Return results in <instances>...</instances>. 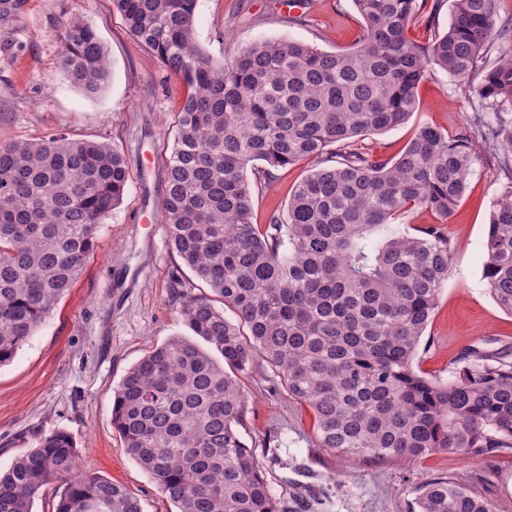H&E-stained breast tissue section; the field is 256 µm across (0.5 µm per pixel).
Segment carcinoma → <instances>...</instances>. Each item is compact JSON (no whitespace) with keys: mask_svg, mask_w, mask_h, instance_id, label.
<instances>
[{"mask_svg":"<svg viewBox=\"0 0 512 512\" xmlns=\"http://www.w3.org/2000/svg\"><path fill=\"white\" fill-rule=\"evenodd\" d=\"M363 34L349 51L294 40L241 47L222 65L193 43L196 0H112L129 33L184 85L164 160L169 245L211 291L183 307L203 344L174 336L131 367L114 392L112 426L178 512H297L273 495L239 427V375L263 359L314 413L318 447L368 460L436 451H512V352L468 348L448 380L414 368L448 279L453 246L437 226L397 223L425 206L446 219L472 168V135L422 128L396 157L365 143L404 124L439 68L480 98L512 106V39L498 0H453L448 30L408 35L439 0H352ZM61 70L89 92L109 78L106 51L80 18L66 22ZM477 135L502 152L508 182L482 242L483 277L512 315V121ZM312 160L287 212L252 222L271 170ZM261 162L254 180L246 166ZM119 151L60 133L0 144V367L9 364L95 250L124 195ZM230 310L235 320L225 316ZM74 438L55 431L0 473V512H32L59 482L53 512H142L111 480L82 471ZM418 512H494L448 477L424 485Z\"/></svg>","mask_w":512,"mask_h":512,"instance_id":"1","label":"carcinoma"}]
</instances>
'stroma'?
I'll list each match as a JSON object with an SVG mask.
<instances>
[{
	"label": "stroma",
	"instance_id": "stroma-1",
	"mask_svg": "<svg viewBox=\"0 0 512 512\" xmlns=\"http://www.w3.org/2000/svg\"><path fill=\"white\" fill-rule=\"evenodd\" d=\"M80 18L107 50L110 78L90 93L60 69L62 28ZM362 19L352 0H197L195 44L215 62L245 45L291 39L324 51L355 47ZM184 96L168 73L126 29L112 0H11L0 7V144L38 141L65 133L125 154L130 178L120 205L100 228L98 246L74 288L17 352L0 367V471L41 436L70 433L84 469L123 485L143 512H176L153 477L127 453L112 426L113 392L126 371L169 337L189 335L185 298L210 290L180 267L168 246L161 209L165 150L174 137ZM419 106L405 124L370 136L374 151L400 153L425 126L448 136L472 127L477 113L493 116L478 94L439 69L418 89ZM468 188L448 218L425 207L403 217L409 227L436 225L453 244L452 259L433 318L420 340L415 368L444 381L470 346L512 344V315L491 297L480 245L493 201L505 186L495 153L481 139L471 145ZM313 164L274 170L253 197V221L285 212L295 185ZM185 288L175 294L173 279ZM247 396L241 434L273 492L307 512H416L420 488L450 477L512 512V452L465 456L439 451L415 461L350 459L318 447L313 413L281 386L275 371L255 360L241 376Z\"/></svg>",
	"mask_w": 512,
	"mask_h": 512
}]
</instances>
